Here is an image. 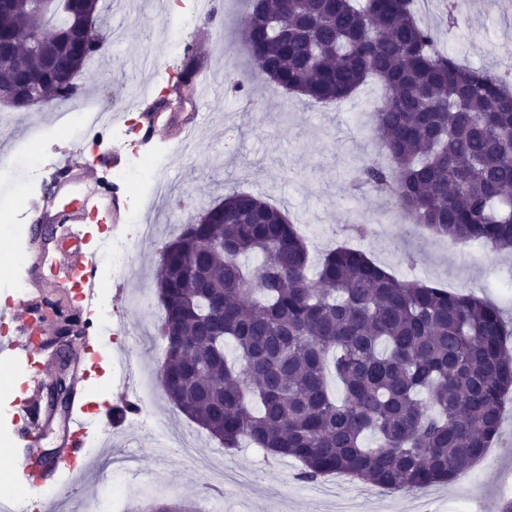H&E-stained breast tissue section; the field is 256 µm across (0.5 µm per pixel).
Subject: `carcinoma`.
I'll return each instance as SVG.
<instances>
[{
    "label": "carcinoma",
    "instance_id": "obj_1",
    "mask_svg": "<svg viewBox=\"0 0 512 512\" xmlns=\"http://www.w3.org/2000/svg\"><path fill=\"white\" fill-rule=\"evenodd\" d=\"M8 0L0 28L17 42L53 31L42 51L0 49V99L29 85L44 107L75 98L85 19ZM244 42L270 81L315 102L349 96L369 76L390 171L360 176L430 232L512 248V81L462 63L415 20L414 0H242ZM159 383L224 449L248 439L302 464L299 477L345 474L422 490L481 460L512 392V335L502 310L470 294L387 272L338 245L308 279L309 252L281 210L232 192L205 223L162 249ZM233 344L236 359H227ZM344 398H333L328 373ZM372 435L377 446L365 445Z\"/></svg>",
    "mask_w": 512,
    "mask_h": 512
}]
</instances>
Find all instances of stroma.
<instances>
[{
  "instance_id": "stroma-1",
  "label": "stroma",
  "mask_w": 512,
  "mask_h": 512,
  "mask_svg": "<svg viewBox=\"0 0 512 512\" xmlns=\"http://www.w3.org/2000/svg\"><path fill=\"white\" fill-rule=\"evenodd\" d=\"M221 2L223 10L213 22L201 18L187 21L186 53L177 56L158 33L165 0H108L104 10L107 48L96 54L94 65L76 79L81 90L114 111L143 79L137 59L150 57L158 70L169 75L163 97L171 107L154 120L159 135L139 140V149L158 154L172 148L174 127L190 113L197 116V138L203 146L227 138L234 141L231 151L219 158L206 154L168 169L169 193L136 217L140 224L161 225L162 233L155 241L136 246L120 288L142 287L154 293L162 248L179 230L170 221L173 201H182L184 219L192 220L203 208L235 190L259 195L279 208L296 225L312 259H320L337 240L348 239L396 276L469 293L512 314V298L495 289L500 281L512 279V250L490 251L484 262H474L459 244L432 235L389 199L356 182V170L364 162H388L374 121L384 93L381 83L367 78L348 97L327 104L311 103L276 87L255 71L242 36L244 16L238 0ZM447 2L418 0L416 5L419 23L435 33L441 48L474 67H511L512 0H459V24L451 30L444 22ZM219 38L229 47L236 70L252 73L253 83L208 104L180 96L177 76L186 56L203 61V77L222 80V63L214 55ZM48 143L54 166L33 187L23 185L20 170L11 180H0V203L16 198L26 209L52 195L54 183L63 174L56 161L62 153L72 152L73 142L55 132ZM358 225L366 227L365 238L353 237L352 229ZM75 234L83 239V251H92L97 236L92 224L60 225L56 244L50 249L58 274L56 286L46 297L31 294L30 301L52 305L53 328L75 319L84 335L94 337L98 330L90 326L88 312L76 301L69 272L75 256L65 242ZM107 383L99 363L93 362L80 385L83 401L99 428L120 435L112 443L111 455H98L97 465L87 477L104 512H109L116 486L125 488L130 504L204 499L207 478L183 463L179 449L158 453L155 434L147 423L132 416L113 418L112 412L119 406L117 398L106 399L96 393ZM200 444L214 470L230 475L229 480L220 482V493L213 498L222 512H339V503L348 499L360 501V512H459L463 507L470 512H500L503 500L512 499L511 399L504 403L499 437L488 450L490 465L475 463L453 483L419 492H368L363 484L344 476L333 484L331 495L324 496L316 483L299 478L300 465L295 460L268 457L246 440L228 452L205 433Z\"/></svg>"
}]
</instances>
